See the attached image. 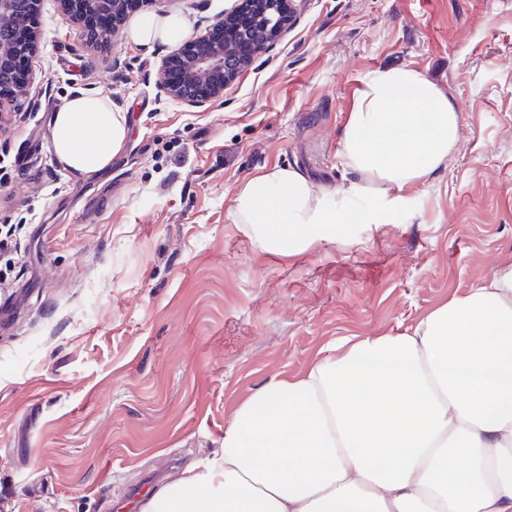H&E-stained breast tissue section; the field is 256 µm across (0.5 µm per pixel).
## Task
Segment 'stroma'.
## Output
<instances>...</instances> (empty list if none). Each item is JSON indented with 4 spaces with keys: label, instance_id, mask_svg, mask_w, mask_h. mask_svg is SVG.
Masks as SVG:
<instances>
[{
    "label": "stroma",
    "instance_id": "obj_1",
    "mask_svg": "<svg viewBox=\"0 0 512 512\" xmlns=\"http://www.w3.org/2000/svg\"><path fill=\"white\" fill-rule=\"evenodd\" d=\"M234 0H148L204 29ZM288 32L219 100L160 89L171 48L89 46L43 0L30 96L0 104V512H140L219 452L238 406L336 344L416 326L512 263V0H294ZM426 74L459 110L442 166L361 188L337 156L366 76ZM128 139L77 177L52 145L73 95ZM362 211L303 251L267 248L235 194L277 168Z\"/></svg>",
    "mask_w": 512,
    "mask_h": 512
}]
</instances>
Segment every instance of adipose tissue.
<instances>
[{"label":"adipose tissue","mask_w":512,"mask_h":512,"mask_svg":"<svg viewBox=\"0 0 512 512\" xmlns=\"http://www.w3.org/2000/svg\"><path fill=\"white\" fill-rule=\"evenodd\" d=\"M188 34L171 13L136 20L140 46ZM459 113L424 73L374 70L342 130L345 165L403 189L455 147ZM128 135L110 98L76 96L55 114L57 161L107 169ZM242 224L275 249L304 250L328 224H360L298 171L252 177ZM142 512H512V265L432 311L412 331L346 340L302 376L271 379L236 411L220 456L151 495Z\"/></svg>","instance_id":"ef3b65f1"}]
</instances>
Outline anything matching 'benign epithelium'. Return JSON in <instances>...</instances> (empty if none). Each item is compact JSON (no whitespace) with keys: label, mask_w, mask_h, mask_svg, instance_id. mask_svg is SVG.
Returning a JSON list of instances; mask_svg holds the SVG:
<instances>
[{"label":"benign epithelium","mask_w":512,"mask_h":512,"mask_svg":"<svg viewBox=\"0 0 512 512\" xmlns=\"http://www.w3.org/2000/svg\"><path fill=\"white\" fill-rule=\"evenodd\" d=\"M63 14L79 21L85 11L116 13L126 0H57ZM251 8L243 10L237 5L218 18L204 31L183 42L177 53L187 45L194 51L184 59L182 74L176 82L164 81L162 91L170 99L189 108H203L224 95L226 87L246 66L254 55L276 41L287 29L292 13V0H248ZM41 0H0V84L11 81L14 60L26 54L35 56L37 45V19ZM234 17L236 25L231 33L238 36L241 57L225 54L224 20ZM266 33L258 42L253 32Z\"/></svg>","instance_id":"obj_1"}]
</instances>
